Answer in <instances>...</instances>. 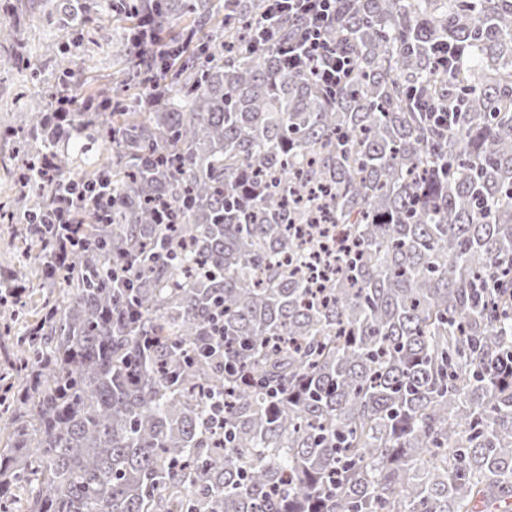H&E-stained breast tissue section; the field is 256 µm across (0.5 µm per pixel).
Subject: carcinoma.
Returning a JSON list of instances; mask_svg holds the SVG:
<instances>
[{
  "instance_id": "obj_1",
  "label": "carcinoma",
  "mask_w": 512,
  "mask_h": 512,
  "mask_svg": "<svg viewBox=\"0 0 512 512\" xmlns=\"http://www.w3.org/2000/svg\"><path fill=\"white\" fill-rule=\"evenodd\" d=\"M267 9L121 0L124 67L28 113L22 245L66 185L110 200L25 328L0 512H512V0H341L334 90Z\"/></svg>"
}]
</instances>
